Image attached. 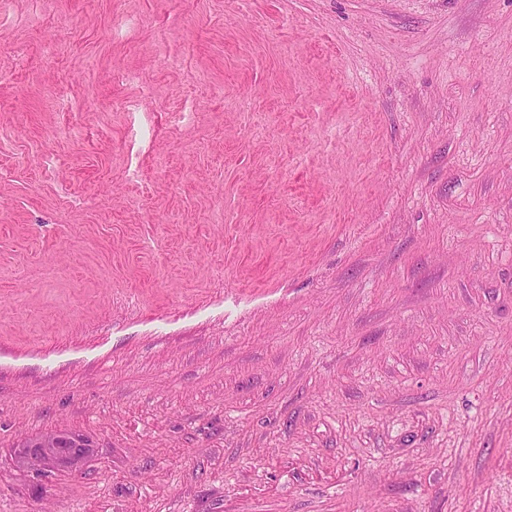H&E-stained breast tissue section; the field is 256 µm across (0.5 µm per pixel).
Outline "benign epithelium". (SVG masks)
Instances as JSON below:
<instances>
[{"label":"benign epithelium","instance_id":"obj_1","mask_svg":"<svg viewBox=\"0 0 512 512\" xmlns=\"http://www.w3.org/2000/svg\"><path fill=\"white\" fill-rule=\"evenodd\" d=\"M94 453V446L85 437L51 430L28 440L15 463L33 476L48 477L60 471H82Z\"/></svg>","mask_w":512,"mask_h":512}]
</instances>
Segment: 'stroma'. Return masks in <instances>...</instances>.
Returning <instances> with one entry per match:
<instances>
[{
	"label": "stroma",
	"mask_w": 512,
	"mask_h": 512,
	"mask_svg": "<svg viewBox=\"0 0 512 512\" xmlns=\"http://www.w3.org/2000/svg\"><path fill=\"white\" fill-rule=\"evenodd\" d=\"M0 512H512V0H0ZM26 442L15 463L36 477L80 472L95 453L92 443L82 435L60 430L43 432Z\"/></svg>",
	"instance_id": "1"
}]
</instances>
